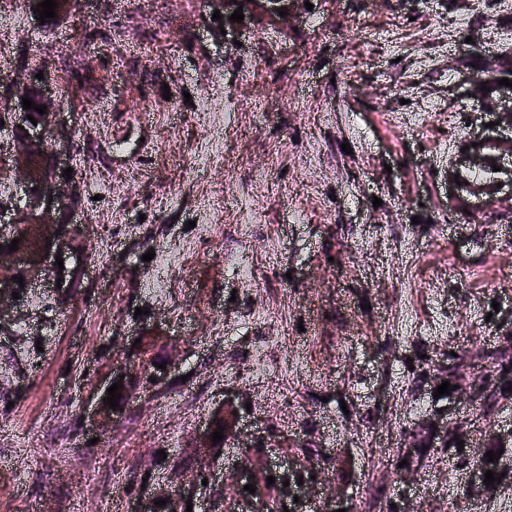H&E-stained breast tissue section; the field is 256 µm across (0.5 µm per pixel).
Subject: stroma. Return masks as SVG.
Listing matches in <instances>:
<instances>
[{
  "label": "stroma",
  "instance_id": "1",
  "mask_svg": "<svg viewBox=\"0 0 512 512\" xmlns=\"http://www.w3.org/2000/svg\"><path fill=\"white\" fill-rule=\"evenodd\" d=\"M311 2L293 28L246 21L233 43L203 0H71L46 22L23 0H0V181L13 189L0 202V243L26 230L15 114L41 71L65 109L34 132L47 140L53 182L77 188L75 203L52 212L72 229L70 248L47 253L49 279L21 288L0 325V512H135L186 464L211 481L182 489L178 504L214 512L222 473L243 450L277 449L281 472L306 443L338 455L315 475L343 490L352 512L373 486L416 512H512V446L494 491L438 493L449 470L467 475L486 435L512 429V401L485 418L434 395L449 351L512 336V211L484 207L455 182L468 174L461 148L498 137L497 113L512 105L496 83L471 94L485 66L512 62V40L499 39L512 37V9ZM421 54L433 67L417 65ZM259 95L267 111L255 110ZM425 96L438 110L424 128L385 123ZM136 98L150 115L134 118ZM258 166L273 178L261 198ZM254 197L262 218L244 232L239 203ZM211 206L223 214L204 238L198 223ZM150 250L176 257L160 299L143 289ZM232 253L259 270L262 291L225 265ZM434 278L441 290L431 294ZM33 294L39 307L26 301ZM151 332L171 344L146 342ZM263 346L265 390L248 382ZM171 349L178 360L161 384L133 383L112 426H96L113 368ZM303 357L306 372L289 376ZM228 397L236 435L220 454L198 453ZM416 401L467 424L463 453L406 464Z\"/></svg>",
  "mask_w": 512,
  "mask_h": 512
}]
</instances>
